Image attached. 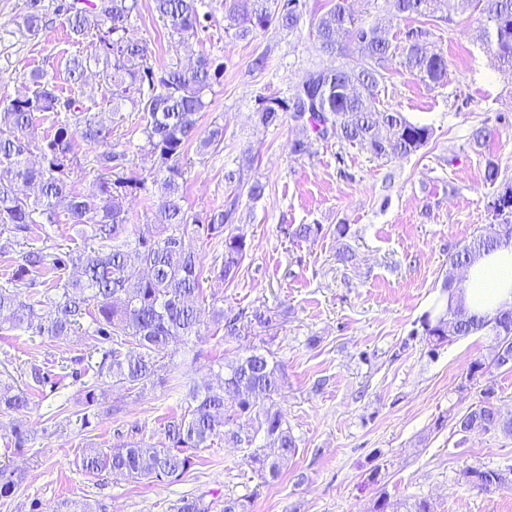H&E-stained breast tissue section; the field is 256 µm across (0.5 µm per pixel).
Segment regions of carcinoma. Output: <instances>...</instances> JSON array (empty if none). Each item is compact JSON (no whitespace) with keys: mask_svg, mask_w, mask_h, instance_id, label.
<instances>
[{"mask_svg":"<svg viewBox=\"0 0 512 512\" xmlns=\"http://www.w3.org/2000/svg\"><path fill=\"white\" fill-rule=\"evenodd\" d=\"M438 0H391L398 17L428 18ZM27 30L35 32L46 16L44 0H26ZM306 0H224V32L235 40H246L275 25L297 26ZM153 9L170 37L195 38L208 25L207 14L199 12L198 0H153ZM53 12L64 17L70 31L85 34L90 28L102 31L99 51L92 60L112 82V95L127 100L142 113V133L154 156V171L146 176L128 170L125 154L110 151L112 131L100 125L89 108L76 97L62 95L53 78L44 72L31 74L36 85L32 95L0 100V223L8 225L9 245H26L44 224L58 223V207L66 210L72 224L87 226L83 246L47 253L31 248L20 252L16 268L0 287V313L9 312L12 327L37 336L59 339L88 323V336L95 341L98 360L88 366L91 379L82 383V425L97 415L104 398L99 380L127 391H142L154 384L166 367L171 344L201 335L206 308L202 295L203 266L199 256L184 249L188 226L208 235L222 231L231 220L235 202L227 210L200 216L184 205L182 160L197 131L198 114L206 107V93L223 74V63L208 54L197 57L193 67L172 65L155 71L151 50L145 42L131 40L126 24L139 15L140 0H56ZM486 45L504 72L512 74V0H482ZM319 48L330 55H346L348 61L334 68H314L301 84L320 95V110H309L294 89L288 97L259 99L256 114L265 127L288 115L294 124L309 129L315 138L326 140L334 133L352 147L379 158L408 156L426 146L433 130L428 125L407 121L401 113L376 108V92L393 60L421 80L437 85L448 76L443 53L432 48L426 29H409L394 44L377 27H366L355 19L345 0L336 3L315 26ZM87 59L73 57L65 64L71 81L78 80ZM56 117L53 137L40 147L41 163L29 165L27 128L38 113ZM89 145L103 146L97 156V189L86 194L73 178L72 155L75 136ZM224 179L247 186L257 199L265 185L245 179L244 168L230 170ZM33 185L38 195L30 199L21 187ZM156 194L155 223L161 235L128 238L135 225L125 208V199L137 191ZM495 220L470 242L448 253L450 265L467 268L478 257L512 244V183L502 185L494 202ZM247 253L241 235L224 236V262L219 278L232 282ZM80 269V277L66 276L68 266ZM146 275L130 278L133 269ZM462 282L447 279L442 293L449 304L439 313H425L421 325L432 348L461 337L484 333L512 334V307L505 306L492 318L470 313L460 302ZM212 319L224 330V339L238 340L247 325L243 314L222 313ZM501 369L498 340H493L488 358L470 363L467 376L487 377L481 399L456 418L459 433L498 432L512 437V416L504 417L494 402L493 374ZM31 383L24 387L0 380V411L29 409L32 390L48 383V372L34 365ZM283 373L273 352L254 346L224 361V378L219 384L194 385L184 412L164 419L169 445L159 448L145 441L129 442L121 448L94 450L81 459L90 474L103 472L150 482L175 480L192 465L191 451L209 448L220 440L245 450V460L261 479L279 475L283 462L294 455L297 441L278 406ZM30 440L29 430H11L8 445L16 451ZM499 470L478 462L465 463L456 483L490 493ZM21 477L7 465L0 466V500L16 494ZM372 512H432L425 499L392 500L382 491Z\"/></svg>","mask_w":512,"mask_h":512,"instance_id":"cac0c4a2","label":"carcinoma"}]
</instances>
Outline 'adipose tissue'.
I'll list each match as a JSON object with an SVG mask.
<instances>
[{"label":"adipose tissue","mask_w":512,"mask_h":512,"mask_svg":"<svg viewBox=\"0 0 512 512\" xmlns=\"http://www.w3.org/2000/svg\"><path fill=\"white\" fill-rule=\"evenodd\" d=\"M461 300L471 312L489 317L512 304V245L483 255L467 269Z\"/></svg>","instance_id":"adipose-tissue-1"}]
</instances>
